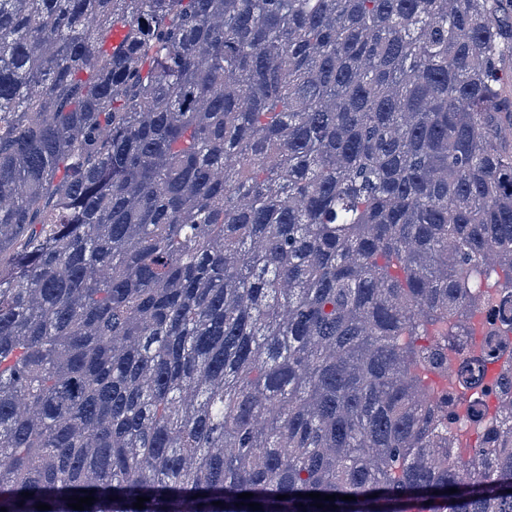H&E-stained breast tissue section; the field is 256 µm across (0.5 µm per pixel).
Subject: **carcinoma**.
<instances>
[{"mask_svg":"<svg viewBox=\"0 0 512 512\" xmlns=\"http://www.w3.org/2000/svg\"><path fill=\"white\" fill-rule=\"evenodd\" d=\"M509 9L0 0V508L512 512ZM495 371L496 365L486 363L485 366H480L479 375L483 376L482 385L476 391V399L481 401V404L490 410L497 409L500 403L498 388L495 385Z\"/></svg>","mask_w":512,"mask_h":512,"instance_id":"cac0c4a2","label":"carcinoma"}]
</instances>
